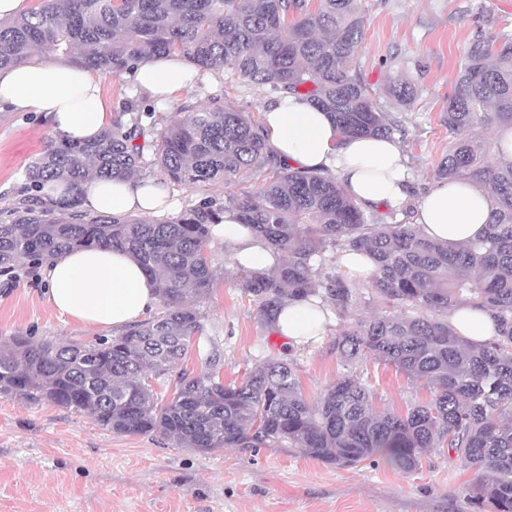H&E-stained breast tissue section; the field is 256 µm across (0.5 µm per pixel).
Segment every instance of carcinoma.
I'll return each mask as SVG.
<instances>
[{"label": "carcinoma", "instance_id": "1", "mask_svg": "<svg viewBox=\"0 0 512 512\" xmlns=\"http://www.w3.org/2000/svg\"><path fill=\"white\" fill-rule=\"evenodd\" d=\"M360 0H39L0 20V68L48 48L105 77L149 55H176L198 70L230 69L278 94H303L348 137H387L401 128L417 87L397 80L375 89L352 68L364 38ZM386 98L379 106L378 99ZM184 119L155 129L136 100L92 142L60 136L26 171L21 198L0 211V270L39 267L81 247L129 252L156 287L163 311L113 336L60 344L28 335L0 342V394L80 412L118 434H158L203 453L288 444L316 460L356 466L374 457L402 470L448 448L477 477L473 512H512V158L472 136L478 125H512V33L478 30L448 96L442 122L453 138L438 179L476 180L491 189L484 233L458 247L424 238L414 224L366 211L328 172L295 169L275 156L262 126L245 112L198 99ZM129 120H124L125 115ZM152 164L177 184L228 185L243 172L270 171L256 192L206 196L175 221L88 215L78 198L47 209L40 189L61 180L75 189L93 176L123 180ZM235 211L275 258L242 283L261 320L313 298L342 313L352 285L324 274L330 246L361 251L375 269L371 292L413 314L358 320L336 334V354L356 364L393 365L432 389L400 414L374 406L362 379L345 374L307 400L297 366L269 359L240 383L220 378L211 351L200 372H180L165 403L149 377L170 373L202 330L197 303L213 288L210 225ZM323 285L316 286L315 277ZM483 308L495 336L483 343L454 332L448 313Z\"/></svg>", "mask_w": 512, "mask_h": 512}]
</instances>
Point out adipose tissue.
I'll return each instance as SVG.
<instances>
[{
    "label": "adipose tissue",
    "mask_w": 512,
    "mask_h": 512,
    "mask_svg": "<svg viewBox=\"0 0 512 512\" xmlns=\"http://www.w3.org/2000/svg\"><path fill=\"white\" fill-rule=\"evenodd\" d=\"M129 77L156 104L172 100L199 82L213 83V73L198 74L179 57L138 61ZM38 112L54 130L72 141L94 140L112 123V109L92 70L61 58L33 55L26 63L0 69V111ZM262 131L276 154L290 165L328 171L359 203L399 209L412 206L414 222L426 238L451 245L480 236L489 220L487 189L474 182L441 181L418 199L408 192L409 174L395 137H344L328 114L310 99L291 95L262 111ZM79 197L91 214L163 215L175 208L161 179H95L74 190L63 182L45 184L41 197L54 208ZM212 236L224 243L234 268L262 271L272 265L265 243L234 213L213 225ZM49 303L63 317L90 329L120 331L153 311L155 288L128 253L107 248L74 249L42 269ZM332 312L320 300L285 304L274 327L287 346L321 335Z\"/></svg>",
    "instance_id": "ef3b65f1"
}]
</instances>
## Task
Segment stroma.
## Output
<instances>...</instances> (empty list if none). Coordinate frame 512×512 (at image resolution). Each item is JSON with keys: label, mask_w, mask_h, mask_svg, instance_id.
Masks as SVG:
<instances>
[{"label": "stroma", "mask_w": 512, "mask_h": 512, "mask_svg": "<svg viewBox=\"0 0 512 512\" xmlns=\"http://www.w3.org/2000/svg\"><path fill=\"white\" fill-rule=\"evenodd\" d=\"M361 7L366 26L355 63L365 83L378 88L395 76L390 58L398 55L421 89L396 133L420 193L435 183L437 164L450 147L441 115L459 62L476 29L512 30V0H361ZM204 97L257 118L273 94L227 70L217 86L199 87L156 111L157 128ZM54 135L37 115L0 113V207L18 199L26 168ZM263 182L262 175L244 174L229 185H172L175 212L183 214L208 195L257 191ZM210 258L214 287L200 304L203 330L186 366L200 369L202 357L219 350L220 376L227 383L284 356L296 363L304 395L317 398L353 370L336 356L337 333L386 310L362 281H354L358 298L349 312L334 314L321 336L290 352L274 328L258 319L255 301L241 287L245 273L230 266L222 243L212 242ZM39 277V270L24 265L0 273V340L21 333L61 342L94 340V331L58 316ZM354 370L376 391L378 407L402 412L410 402L431 397L423 382L392 365L367 361ZM474 477L455 454L437 450L410 472L376 458L356 467L331 465L290 445L203 454L156 435L108 432L63 407L0 396V512H472L466 491Z\"/></svg>", "instance_id": "1"}]
</instances>
